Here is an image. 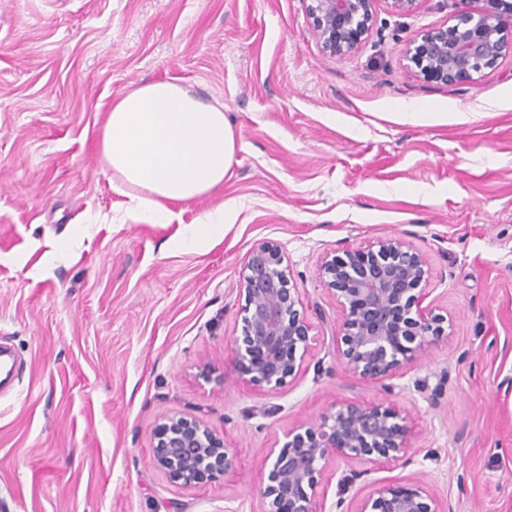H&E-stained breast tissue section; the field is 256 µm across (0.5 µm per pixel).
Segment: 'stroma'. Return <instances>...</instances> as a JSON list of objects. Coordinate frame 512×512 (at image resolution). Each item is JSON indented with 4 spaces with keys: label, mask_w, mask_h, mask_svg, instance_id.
<instances>
[{
    "label": "stroma",
    "mask_w": 512,
    "mask_h": 512,
    "mask_svg": "<svg viewBox=\"0 0 512 512\" xmlns=\"http://www.w3.org/2000/svg\"><path fill=\"white\" fill-rule=\"evenodd\" d=\"M307 0H0V512H262L270 451L335 405L394 407L398 459L329 457L317 512H359L385 482H419L438 512H512V54L474 81L414 74L411 16L379 4L362 45L328 57ZM173 80L223 105L238 150L223 186L125 217L98 150L112 102ZM232 214L195 252L163 243L203 212ZM399 239L427 260L422 305L445 337L368 379L337 351L342 309L325 256ZM262 242L285 256L308 351L274 391L239 380L238 288ZM223 374L205 382L203 366ZM203 418L235 464L183 487L153 462L160 416ZM361 476L336 503L343 471Z\"/></svg>",
    "instance_id": "obj_1"
}]
</instances>
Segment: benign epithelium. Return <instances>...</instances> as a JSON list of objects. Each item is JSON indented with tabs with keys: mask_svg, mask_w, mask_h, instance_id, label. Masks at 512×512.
<instances>
[{
	"mask_svg": "<svg viewBox=\"0 0 512 512\" xmlns=\"http://www.w3.org/2000/svg\"><path fill=\"white\" fill-rule=\"evenodd\" d=\"M397 15L415 12L423 0H310L314 35L331 58H344L365 40L378 3ZM453 24L434 28L411 43L409 60L427 81L457 84L493 66L512 50V0H455ZM285 256L263 242L250 252L240 281L241 335L232 339L237 376L277 389L294 376L308 348V323L296 289L289 286ZM327 284L343 309L339 358L363 378L386 376L416 363L443 339V318L420 307L427 274L421 252L400 240L378 250L346 251L322 263ZM409 426L391 406L347 403L320 422L288 432L274 455L261 491L264 512H316L313 504L324 461L405 456ZM155 466L183 487L215 482L234 467L221 438L202 419L161 417L153 433ZM419 485L384 484L360 512H439Z\"/></svg>",
	"mask_w": 512,
	"mask_h": 512,
	"instance_id": "obj_1",
	"label": "benign epithelium"
}]
</instances>
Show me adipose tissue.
Instances as JSON below:
<instances>
[{
  "label": "adipose tissue",
  "mask_w": 512,
  "mask_h": 512,
  "mask_svg": "<svg viewBox=\"0 0 512 512\" xmlns=\"http://www.w3.org/2000/svg\"><path fill=\"white\" fill-rule=\"evenodd\" d=\"M237 149L223 106L172 80L145 83L118 98L99 132L101 157L127 198L128 214L154 224L169 223L168 202L220 188ZM227 221L224 207L210 209L167 246L198 249L221 240Z\"/></svg>",
  "instance_id": "obj_1"
}]
</instances>
